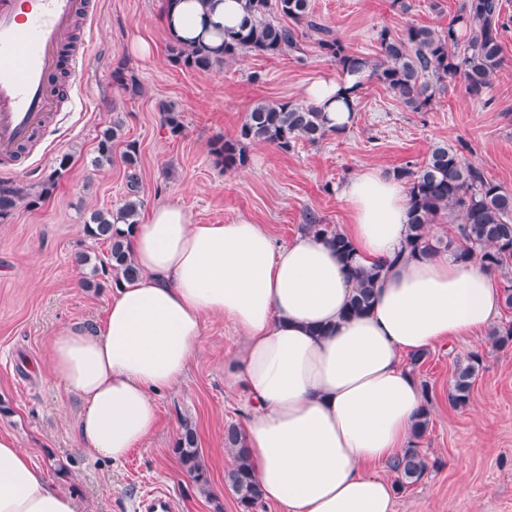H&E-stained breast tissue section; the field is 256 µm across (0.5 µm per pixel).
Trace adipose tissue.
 <instances>
[{
  "mask_svg": "<svg viewBox=\"0 0 512 512\" xmlns=\"http://www.w3.org/2000/svg\"><path fill=\"white\" fill-rule=\"evenodd\" d=\"M246 17L243 0H173L171 36L214 47ZM365 72L320 75L304 89L327 128L348 132ZM357 265L381 267L373 304L347 317L352 279L324 238L276 245L262 225L194 224L175 202L132 227L140 276L121 283L105 319L51 339L54 378L83 404L82 444L117 462L154 431L157 395L181 388L207 320L242 341L224 380L248 407L245 459L283 512H394L383 470L406 449L424 405L406 356L485 329L499 314L493 273L451 253L397 260L403 181L366 168L341 188ZM0 512H76L15 436L0 433Z\"/></svg>",
  "mask_w": 512,
  "mask_h": 512,
  "instance_id": "ef3b65f1",
  "label": "adipose tissue"
}]
</instances>
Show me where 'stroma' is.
Segmentation results:
<instances>
[{"instance_id": "stroma-1", "label": "stroma", "mask_w": 512, "mask_h": 512, "mask_svg": "<svg viewBox=\"0 0 512 512\" xmlns=\"http://www.w3.org/2000/svg\"><path fill=\"white\" fill-rule=\"evenodd\" d=\"M409 3L404 11L393 0H310V8L348 52L373 60L382 30H444L461 6V0ZM162 12L163 0H102L85 56L81 105L57 116L43 146L23 157L14 179L37 186L62 156H69V165L48 197L0 222V432L12 433L53 484L75 495L78 512H131L149 484L168 488L177 512H240L226 480L235 457L224 445L225 429L245 418L242 398L224 384V360L240 341L230 323H206L185 384L157 397L154 433L119 463L81 446L75 424L82 404L49 371L52 336L102 320L115 290L109 282L83 288L91 269L79 266L75 256L106 250L86 239L82 227L93 211L121 205L128 174L120 160L125 142L139 146L136 173L144 210L175 201L195 224L246 217L264 225L279 245L300 234L310 213L338 228L347 224L340 190L362 169L389 174L422 162L438 144L460 150L512 192V27L501 37L502 66L482 98L469 96L458 77L436 93L426 111L410 112L369 80L347 133L315 145L301 142L289 152L254 144L247 167L227 170L210 154L215 138L234 135L257 100L301 101L305 86L338 64L319 51L317 33L306 30L301 51L275 57L247 53L208 71L186 70L168 57L171 37ZM136 39L151 45L150 57L132 54ZM121 62L136 79L137 92L113 81ZM165 104L181 112V136L165 127ZM118 116L124 131L112 147L113 161L94 167L98 135ZM473 351L482 355V369L468 405L458 408L448 397L453 372ZM413 374L428 387L431 413L416 446L441 465L397 494L395 512H512V348L465 336L430 348ZM185 421L196 430L208 470L204 487L193 482L175 452Z\"/></svg>"}]
</instances>
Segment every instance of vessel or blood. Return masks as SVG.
<instances>
[{
  "label": "vessel or blood",
  "instance_id": "obj_1",
  "mask_svg": "<svg viewBox=\"0 0 512 512\" xmlns=\"http://www.w3.org/2000/svg\"><path fill=\"white\" fill-rule=\"evenodd\" d=\"M97 0H0V172L11 174L24 146L46 134L58 108L55 78L68 68L82 79L83 57L63 51L78 14H96ZM136 512H173L163 487L146 489Z\"/></svg>",
  "mask_w": 512,
  "mask_h": 512
}]
</instances>
